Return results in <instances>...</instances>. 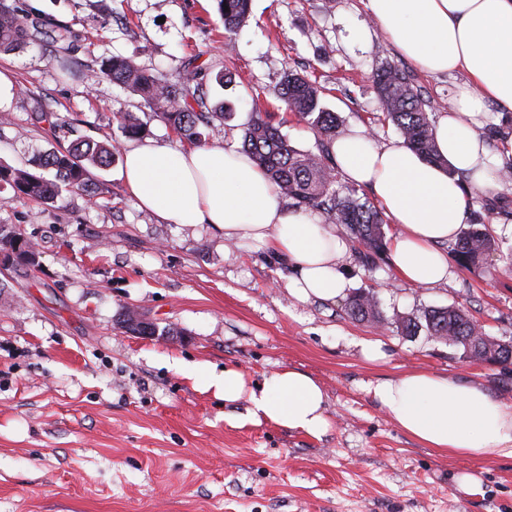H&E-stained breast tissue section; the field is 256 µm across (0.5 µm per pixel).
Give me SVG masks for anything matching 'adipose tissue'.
Returning a JSON list of instances; mask_svg holds the SVG:
<instances>
[{"mask_svg":"<svg viewBox=\"0 0 512 512\" xmlns=\"http://www.w3.org/2000/svg\"><path fill=\"white\" fill-rule=\"evenodd\" d=\"M380 32L422 72L465 73L435 125L441 163L404 143L376 146L365 129L336 138L330 153L349 182L369 188L399 228L390 246L397 275L416 286L452 277L441 243L471 220L466 187L494 194L497 180L480 131L485 101L512 111V0H368ZM462 179L449 177V169ZM141 208L170 224H209L231 241L268 246L294 269L290 293L300 301L343 298L348 244L335 225L288 207L246 154L219 144L186 149L146 140L130 145L119 171ZM216 399H247L248 418L313 437L330 423L326 394L310 375L282 369L247 385L235 368L202 381ZM375 398L409 436L471 460L512 457V403L477 385L425 372L377 381Z\"/></svg>","mask_w":512,"mask_h":512,"instance_id":"adipose-tissue-1","label":"adipose tissue"}]
</instances>
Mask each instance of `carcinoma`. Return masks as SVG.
I'll use <instances>...</instances> for the list:
<instances>
[{
	"label": "carcinoma",
	"mask_w": 512,
	"mask_h": 512,
	"mask_svg": "<svg viewBox=\"0 0 512 512\" xmlns=\"http://www.w3.org/2000/svg\"><path fill=\"white\" fill-rule=\"evenodd\" d=\"M224 21V39L246 20L250 0H215ZM29 26L18 11L0 0V54L22 48L30 40ZM202 66L188 60L173 81L160 82L133 57H113L91 74L106 78L139 95L154 117L168 125L193 145L205 141L204 130L216 121H226L233 108L221 103L209 112L199 88H191ZM373 89L382 107V120L391 123L405 144L431 162L443 163L435 131L426 111L427 100L412 76L398 64L384 60L373 76ZM323 88L308 76L289 70L284 73L276 97L304 120L315 132L318 151L300 150L281 133L271 115L257 116L244 130L243 151L262 169L278 192L299 208L318 211L328 224H342L355 243L363 248V258L372 261L387 248L385 219L381 210L358 195L355 184L340 185L336 162L329 145L341 135L336 113L322 105ZM122 135L140 138L146 126L131 112L113 115ZM115 146L89 139L74 141L64 151H48L33 161L35 171L11 170L0 166V194L55 203L65 191H87L92 185V167L112 164ZM0 247L14 252L13 263L35 268L39 265L37 244L19 232L0 225ZM499 245L474 217L460 231L451 252L462 265H471L497 251ZM348 314L359 321H383L373 294L359 290L346 303ZM398 328L414 336L421 328L439 341L462 346L469 358L490 364H512V341L504 342L482 332L461 307L426 309L418 315L397 318Z\"/></svg>",
	"instance_id": "1"
}]
</instances>
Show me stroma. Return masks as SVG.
<instances>
[{"label":"stroma","mask_w":512,"mask_h":512,"mask_svg":"<svg viewBox=\"0 0 512 512\" xmlns=\"http://www.w3.org/2000/svg\"><path fill=\"white\" fill-rule=\"evenodd\" d=\"M367 3L252 0L228 46L214 0H16L48 25L0 56L12 81L0 99V165L28 167L79 138L121 139L117 111L137 113L146 138L184 147L112 81H60V57L87 69L134 55L171 80L200 56L208 105H235L205 140L235 151L259 109L281 119L291 145L315 149V133L274 97L289 69L317 80L344 129L365 128L380 147L398 142L380 119L370 77L382 60L410 63ZM227 69L235 78L219 85ZM414 78L434 121L465 80ZM120 166L93 169L90 194L0 200V224L40 251L39 267L0 273V512H512V458L472 461L426 447L371 391L379 380L423 371L512 403V365L471 361L463 347L423 332L405 336L392 324L455 304L486 334L512 340L511 233L498 232L500 252L454 265L453 278L435 287L403 281L388 259L369 265L349 253L350 289L377 297L381 326L352 319L342 298L296 300L291 269L263 246L141 209ZM130 309L153 321L158 336L122 329ZM364 340L381 342L385 359L366 360ZM182 364L232 367L250 384L282 368L303 371L322 385L331 427L314 438L249 422L247 400H217L179 372ZM464 472L477 477L475 492L458 487Z\"/></svg>","instance_id":"obj_1"}]
</instances>
